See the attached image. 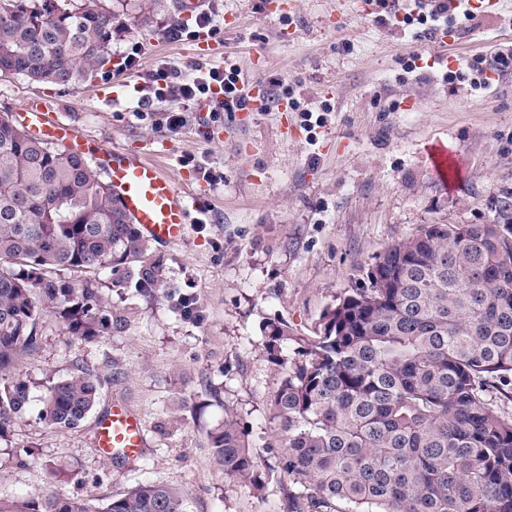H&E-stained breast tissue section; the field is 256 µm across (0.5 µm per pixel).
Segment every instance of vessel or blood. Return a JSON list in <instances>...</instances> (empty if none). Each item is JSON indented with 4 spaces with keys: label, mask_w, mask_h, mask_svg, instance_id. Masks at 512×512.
<instances>
[{
    "label": "vessel or blood",
    "mask_w": 512,
    "mask_h": 512,
    "mask_svg": "<svg viewBox=\"0 0 512 512\" xmlns=\"http://www.w3.org/2000/svg\"><path fill=\"white\" fill-rule=\"evenodd\" d=\"M42 99L28 100L24 111L39 114L48 135L61 146H69L71 130L57 113L43 110ZM108 174L112 194L131 221L148 238L173 243L186 232L191 208L189 194L178 190L162 165L138 153L112 150ZM95 441L109 459H134L146 446L139 415L125 401L113 400L112 406L96 425Z\"/></svg>",
    "instance_id": "b4317fda"
}]
</instances>
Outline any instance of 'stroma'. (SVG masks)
Listing matches in <instances>:
<instances>
[{"label":"stroma","mask_w":512,"mask_h":512,"mask_svg":"<svg viewBox=\"0 0 512 512\" xmlns=\"http://www.w3.org/2000/svg\"><path fill=\"white\" fill-rule=\"evenodd\" d=\"M270 2L208 0L218 31L202 60L236 65L249 91L285 79L295 110L193 106L177 134L155 118L177 100L135 116V88L149 73L164 63L187 72L200 60L191 40L167 34L181 21L176 0L154 12L124 0L112 52L136 59L120 73L101 70L77 88L0 74V113L39 131L22 106L41 95L89 159L112 149L159 155L197 200L182 241L151 245L163 273L155 288L141 295L98 273L112 310L104 336L80 341L55 315L41 319L37 348L16 364L28 402L0 443L1 497L29 499L55 472L61 494L96 505L151 480L183 489L187 512H281L277 485L258 499L226 481L208 441L231 416L250 427L262 463L276 462L282 437L270 398L284 373L267 358L263 326L282 321L315 335L388 245L428 224L487 223L512 194V74L485 84L465 65L512 48V0L495 18L458 19L454 66L431 64L433 44L415 40L413 27L381 25L336 0H294L282 15ZM116 78L127 83L119 101H99L98 88ZM200 164L223 172V183L205 182ZM184 294L201 322L181 315ZM87 366L103 379L95 410L70 429L40 423L47 387ZM117 397L145 425L147 451L133 460L106 459L95 443Z\"/></svg>","instance_id":"stroma-1"}]
</instances>
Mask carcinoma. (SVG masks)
I'll list each match as a JSON object with an SVG mask.
<instances>
[{"label":"carcinoma","mask_w":512,"mask_h":512,"mask_svg":"<svg viewBox=\"0 0 512 512\" xmlns=\"http://www.w3.org/2000/svg\"><path fill=\"white\" fill-rule=\"evenodd\" d=\"M82 0H0V70L73 88L112 57L119 9ZM0 113V441L28 400L17 357L52 312L80 341L111 325L89 274L110 270L140 293L162 280L149 243L84 155L22 138ZM512 204L492 224H428L380 254L322 317L313 338L263 326L285 376L271 397L285 441L261 464L234 418L209 433L224 477L255 497L276 483L283 512H512V416L486 392L512 384ZM294 358H284L288 344ZM102 380L81 370L47 388L49 428H74ZM185 494L150 481L103 508L63 498L0 497V512H186Z\"/></svg>","instance_id":"1"}]
</instances>
